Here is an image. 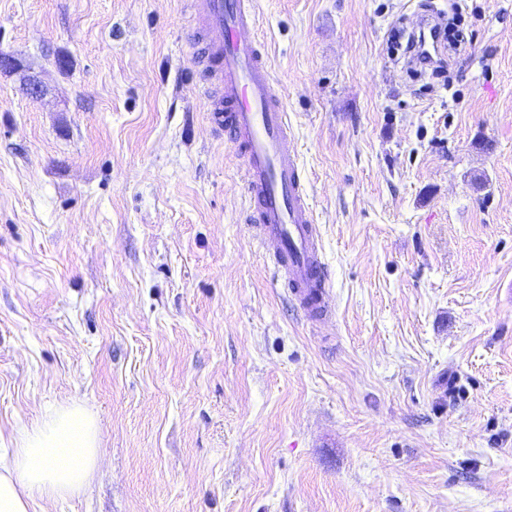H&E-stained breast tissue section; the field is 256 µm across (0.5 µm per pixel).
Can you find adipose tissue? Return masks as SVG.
<instances>
[{"instance_id":"obj_1","label":"adipose tissue","mask_w":512,"mask_h":512,"mask_svg":"<svg viewBox=\"0 0 512 512\" xmlns=\"http://www.w3.org/2000/svg\"><path fill=\"white\" fill-rule=\"evenodd\" d=\"M11 458L0 465V512H31L87 490L100 450L95 417L79 404L60 405L15 431Z\"/></svg>"}]
</instances>
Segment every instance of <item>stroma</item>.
I'll return each mask as SVG.
<instances>
[{
  "label": "stroma",
  "instance_id": "1",
  "mask_svg": "<svg viewBox=\"0 0 512 512\" xmlns=\"http://www.w3.org/2000/svg\"><path fill=\"white\" fill-rule=\"evenodd\" d=\"M255 8L327 320L251 232L193 0H0V449L93 408L91 490L33 512H512V0H467L447 87L387 41L448 0Z\"/></svg>",
  "mask_w": 512,
  "mask_h": 512
}]
</instances>
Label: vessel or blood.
Segmentation results:
<instances>
[{"mask_svg":"<svg viewBox=\"0 0 512 512\" xmlns=\"http://www.w3.org/2000/svg\"><path fill=\"white\" fill-rule=\"evenodd\" d=\"M203 22L223 34L201 55L213 67L205 93L216 129L244 160L247 220L271 249L276 273L300 308L330 311L328 276L283 98L258 39L253 0H195Z\"/></svg>","mask_w":512,"mask_h":512,"instance_id":"obj_1","label":"vessel or blood"}]
</instances>
